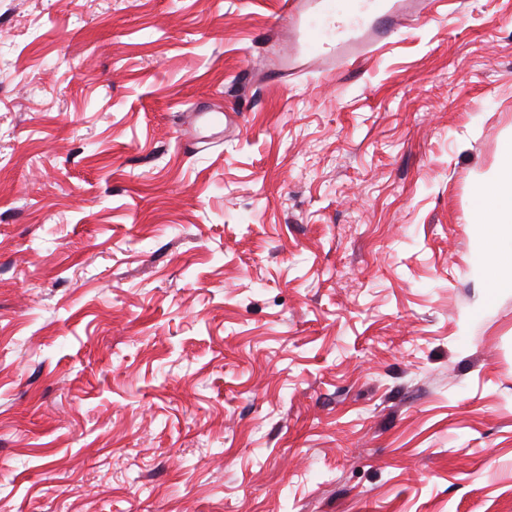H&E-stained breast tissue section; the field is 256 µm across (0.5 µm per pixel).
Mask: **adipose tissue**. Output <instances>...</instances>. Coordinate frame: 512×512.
I'll return each instance as SVG.
<instances>
[{
    "label": "adipose tissue",
    "mask_w": 512,
    "mask_h": 512,
    "mask_svg": "<svg viewBox=\"0 0 512 512\" xmlns=\"http://www.w3.org/2000/svg\"><path fill=\"white\" fill-rule=\"evenodd\" d=\"M501 165L475 190L473 222L484 241L474 255L487 273L486 300L512 294V135L503 140Z\"/></svg>",
    "instance_id": "obj_1"
}]
</instances>
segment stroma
<instances>
[{
	"label": "stroma",
	"mask_w": 512,
	"mask_h": 512,
	"mask_svg": "<svg viewBox=\"0 0 512 512\" xmlns=\"http://www.w3.org/2000/svg\"><path fill=\"white\" fill-rule=\"evenodd\" d=\"M421 8L282 79V0H0V512H512V0ZM501 158L502 164L477 186L472 206L473 223L487 247L474 252L478 267L487 272L486 304L498 294H512V135L503 140Z\"/></svg>",
	"instance_id": "1"
}]
</instances>
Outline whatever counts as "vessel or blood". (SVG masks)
Segmentation results:
<instances>
[{"mask_svg": "<svg viewBox=\"0 0 512 512\" xmlns=\"http://www.w3.org/2000/svg\"><path fill=\"white\" fill-rule=\"evenodd\" d=\"M402 7V0H308L302 15L293 0H284L285 18L296 36L291 68L309 61L333 70L365 57L387 38Z\"/></svg>", "mask_w": 512, "mask_h": 512, "instance_id": "vessel-or-blood-1", "label": "vessel or blood"}]
</instances>
